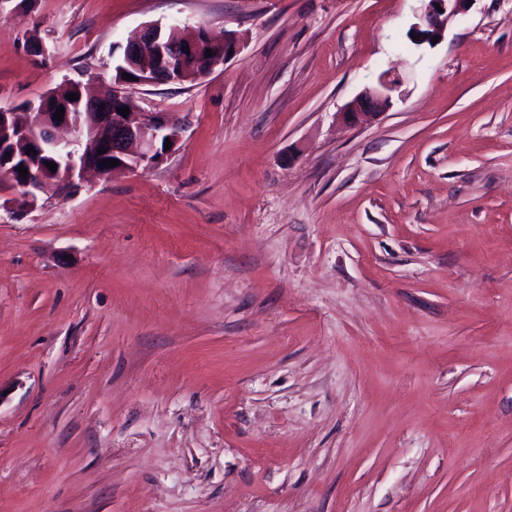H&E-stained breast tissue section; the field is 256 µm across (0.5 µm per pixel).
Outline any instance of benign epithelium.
Instances as JSON below:
<instances>
[{
	"instance_id": "7a95c632",
	"label": "benign epithelium",
	"mask_w": 512,
	"mask_h": 512,
	"mask_svg": "<svg viewBox=\"0 0 512 512\" xmlns=\"http://www.w3.org/2000/svg\"><path fill=\"white\" fill-rule=\"evenodd\" d=\"M417 22L409 31V39L416 46L432 43V38H443L448 23L467 15L468 0H420ZM213 45L203 29L192 32L178 25L146 26L135 39L127 43L115 67V81L123 85H144L156 82H195L224 63L229 51L236 50L231 40L223 43L224 51L206 56V47ZM134 73L136 80L123 78ZM399 76L384 73L377 84L365 87L339 113L349 124H366L385 112L392 104V93L401 86ZM86 111V121L73 117L70 111L64 118H54L56 111L48 110V98L30 113L25 123L19 122L11 110L0 109V137L16 130L26 146L35 152L22 155L27 177L15 184L5 180L7 187H16L37 203V193L48 189L66 196L86 169L101 174L113 171L100 162L119 161L117 168L134 170L145 162H152L165 152V141L177 145L182 128L162 112H144L128 94L118 90L109 96L92 93L80 98ZM127 107L124 117L118 110ZM106 152L99 153L100 149ZM57 165L52 172L44 165L45 159Z\"/></svg>"
}]
</instances>
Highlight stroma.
<instances>
[{"mask_svg":"<svg viewBox=\"0 0 512 512\" xmlns=\"http://www.w3.org/2000/svg\"><path fill=\"white\" fill-rule=\"evenodd\" d=\"M419 7L0 0L16 112L149 23L237 40L132 88L161 161L0 191V512H512V0ZM419 1L421 6L416 15L417 22L412 24L408 34L410 41L417 46L425 43L434 45L432 44L434 37H438V41L441 40L448 28V23L467 15L475 0H471V5H468V0ZM435 4H439L443 12H439V8H436ZM415 36H420V39L414 40ZM402 80L396 75L384 73L376 85L367 86L351 100L340 118L349 124H367L385 112L392 104V93L401 86Z\"/></svg>","mask_w":512,"mask_h":512,"instance_id":"1","label":"stroma"}]
</instances>
